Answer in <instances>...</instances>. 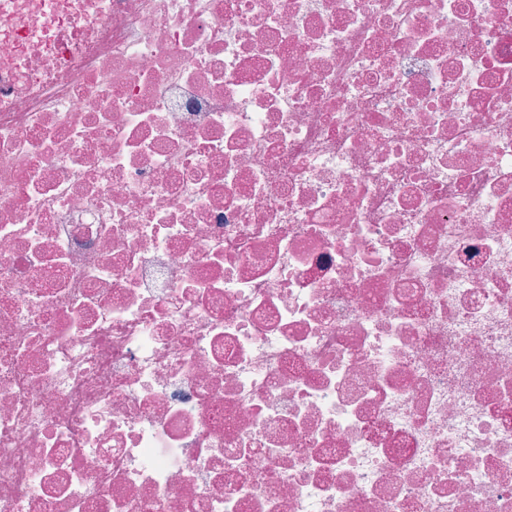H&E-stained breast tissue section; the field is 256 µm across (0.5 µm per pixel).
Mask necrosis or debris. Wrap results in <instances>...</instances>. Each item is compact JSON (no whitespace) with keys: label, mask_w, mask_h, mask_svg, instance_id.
<instances>
[{"label":"necrosis or debris","mask_w":512,"mask_h":512,"mask_svg":"<svg viewBox=\"0 0 512 512\" xmlns=\"http://www.w3.org/2000/svg\"><path fill=\"white\" fill-rule=\"evenodd\" d=\"M0 512H512V0L0 5Z\"/></svg>","instance_id":"obj_1"}]
</instances>
